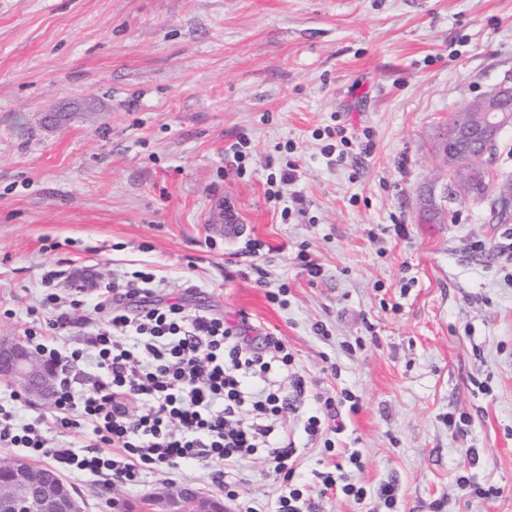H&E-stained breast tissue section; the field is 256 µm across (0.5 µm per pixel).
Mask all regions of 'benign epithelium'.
I'll return each mask as SVG.
<instances>
[{
  "instance_id": "1",
  "label": "benign epithelium",
  "mask_w": 512,
  "mask_h": 512,
  "mask_svg": "<svg viewBox=\"0 0 512 512\" xmlns=\"http://www.w3.org/2000/svg\"><path fill=\"white\" fill-rule=\"evenodd\" d=\"M511 124L512 86L504 84L496 95L474 102L467 118L450 117L439 149L446 152L457 141L490 147ZM0 379L41 402L54 395V374L16 338H0ZM8 470L12 478L7 493L0 495V512H82L78 498L58 486L52 471L37 469L23 458L11 460Z\"/></svg>"
}]
</instances>
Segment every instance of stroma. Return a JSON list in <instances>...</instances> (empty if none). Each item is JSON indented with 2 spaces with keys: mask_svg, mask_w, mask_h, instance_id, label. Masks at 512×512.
Listing matches in <instances>:
<instances>
[{
  "mask_svg": "<svg viewBox=\"0 0 512 512\" xmlns=\"http://www.w3.org/2000/svg\"><path fill=\"white\" fill-rule=\"evenodd\" d=\"M504 83L512 0H0V337L32 326L48 271L73 287L87 273L97 284L60 343L89 348L106 285L151 270L162 298L247 318L284 340L314 392L359 403L334 442L362 455L348 471L361 501L324 489L331 455L287 412L290 481H272L261 452L237 470L235 502L202 465L135 485L65 474L85 512L173 486L278 512L292 485L311 512H512V215L490 195L448 199L436 151L449 114ZM87 102L96 111L44 126ZM339 124L369 130L371 151L324 154ZM242 134L253 173L240 179L224 149ZM289 160L285 220L265 191ZM428 199L440 222L423 218ZM231 218L244 233L228 239ZM251 239L285 303L256 284Z\"/></svg>",
  "mask_w": 512,
  "mask_h": 512,
  "instance_id": "35a3bbf8",
  "label": "stroma"
}]
</instances>
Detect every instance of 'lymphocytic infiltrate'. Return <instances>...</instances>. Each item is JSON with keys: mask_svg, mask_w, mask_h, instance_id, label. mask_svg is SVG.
I'll list each match as a JSON object with an SVG mask.
<instances>
[{"mask_svg": "<svg viewBox=\"0 0 512 512\" xmlns=\"http://www.w3.org/2000/svg\"><path fill=\"white\" fill-rule=\"evenodd\" d=\"M43 284V305L69 306L46 329L26 331L31 350L57 372L54 411L23 423L0 406L1 448L48 459L61 472L130 485L147 473L203 464L233 501L235 472L257 449H267L273 478L291 477L298 450L275 423L296 410L306 382L279 336L159 299L155 274L140 270L110 283V297L99 304L109 317L97 327L91 352L66 354L57 339L82 302L64 300L52 275ZM80 362L91 367L84 388L69 373ZM352 399L346 390L337 399L317 395L304 432L331 448L344 430L340 408ZM67 430L87 433L84 452L54 443V434Z\"/></svg>", "mask_w": 512, "mask_h": 512, "instance_id": "f902f5d3", "label": "lymphocytic infiltrate"}]
</instances>
